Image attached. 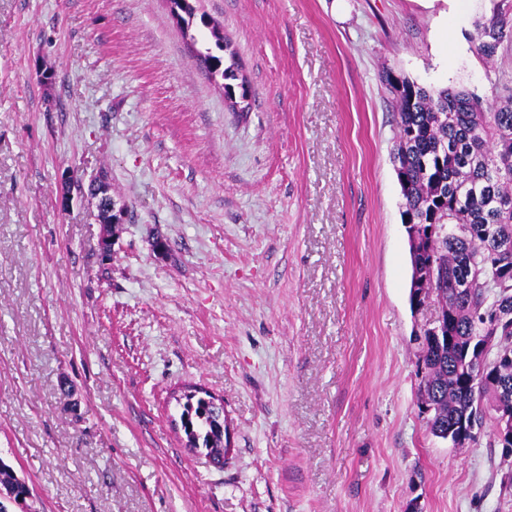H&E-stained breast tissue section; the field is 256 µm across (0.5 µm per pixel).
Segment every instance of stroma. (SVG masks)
<instances>
[{
	"label": "stroma",
	"instance_id": "stroma-1",
	"mask_svg": "<svg viewBox=\"0 0 512 512\" xmlns=\"http://www.w3.org/2000/svg\"><path fill=\"white\" fill-rule=\"evenodd\" d=\"M233 111L166 0H0V459L15 512H512V457L418 407L384 77L512 87V0H203ZM495 70L498 86L486 79ZM107 173L127 218L101 253ZM224 406L186 448L174 391ZM477 51L487 60H493L504 44L512 42V20L496 15L477 26ZM21 491H26L29 497L30 488L26 481L20 478L11 466L5 464L0 459V496L3 493L4 496L8 497L9 494L13 493L14 500L16 499V494H19Z\"/></svg>",
	"mask_w": 512,
	"mask_h": 512
}]
</instances>
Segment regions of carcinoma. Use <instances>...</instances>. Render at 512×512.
<instances>
[{"mask_svg":"<svg viewBox=\"0 0 512 512\" xmlns=\"http://www.w3.org/2000/svg\"><path fill=\"white\" fill-rule=\"evenodd\" d=\"M199 0H173L183 31L211 19ZM214 48L198 52L206 74L223 80L224 96L236 94L240 67L229 41L210 30ZM477 51L493 60L512 42V20L496 15L479 24ZM386 86L397 114L391 162L403 199L410 248L411 304L433 300L448 320L446 339L419 338V409L430 433L463 448L488 437V409L512 413V94L493 103L463 89L428 90L391 74ZM467 284V290L458 285ZM477 336H493L497 349L477 350ZM199 447L220 446L213 409L201 400L182 410ZM30 491L0 459V494Z\"/></svg>","mask_w":512,"mask_h":512,"instance_id":"carcinoma-1","label":"carcinoma"}]
</instances>
